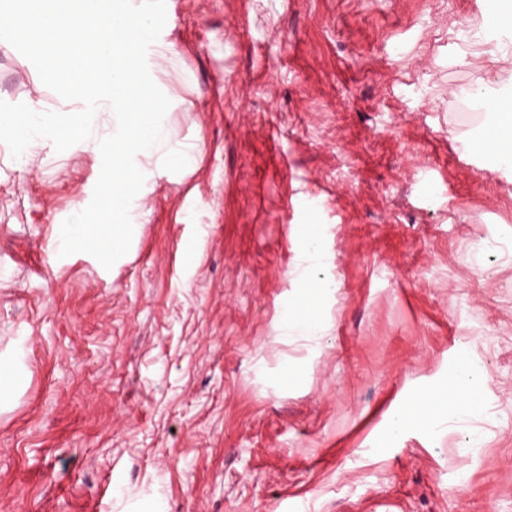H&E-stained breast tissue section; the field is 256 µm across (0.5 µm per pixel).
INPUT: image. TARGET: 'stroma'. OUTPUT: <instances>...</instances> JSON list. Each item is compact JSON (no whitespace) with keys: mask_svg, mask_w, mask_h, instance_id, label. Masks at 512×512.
Instances as JSON below:
<instances>
[{"mask_svg":"<svg viewBox=\"0 0 512 512\" xmlns=\"http://www.w3.org/2000/svg\"><path fill=\"white\" fill-rule=\"evenodd\" d=\"M484 0H166L153 70L195 165L156 175L127 262L50 261L93 151L0 143V512H512V178L470 149L495 80ZM0 100L62 108L0 41ZM336 278L318 342L278 339L302 230ZM200 244L197 265L184 258ZM482 412L385 417L446 380ZM24 355L20 350L0 352V412L16 401L23 373ZM486 383L469 359L461 360L439 390L417 395L408 408L392 412L379 431L384 440L398 438L411 423L430 426L439 420L460 421L480 413Z\"/></svg>","mask_w":512,"mask_h":512,"instance_id":"1","label":"stroma"}]
</instances>
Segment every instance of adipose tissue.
<instances>
[{
  "label": "adipose tissue",
  "instance_id": "1",
  "mask_svg": "<svg viewBox=\"0 0 512 512\" xmlns=\"http://www.w3.org/2000/svg\"><path fill=\"white\" fill-rule=\"evenodd\" d=\"M488 26L508 38L499 49L506 81L484 83L472 93L484 109L488 126L473 141V149L490 169L512 172V0H485ZM297 307L288 311L280 325L282 336H304L314 340L323 336L322 301L334 294L336 283L328 275H303ZM486 383L471 360H461L447 382L437 391L417 395L409 407L392 412L379 431L382 439L398 438L405 427L416 423L430 426L441 420H463L477 415L484 407Z\"/></svg>",
  "mask_w": 512,
  "mask_h": 512
}]
</instances>
